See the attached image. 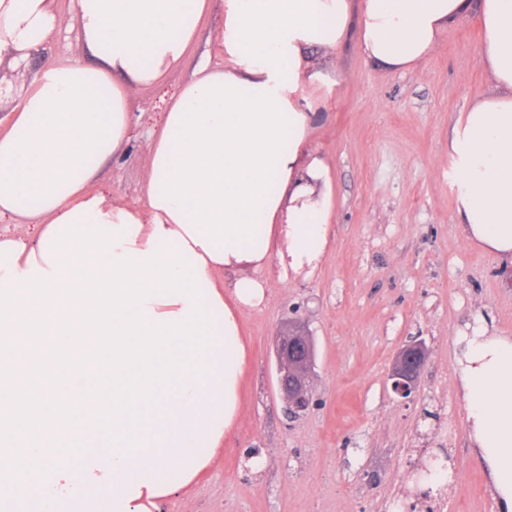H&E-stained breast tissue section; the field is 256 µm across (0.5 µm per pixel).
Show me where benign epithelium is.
Here are the masks:
<instances>
[{
  "label": "benign epithelium",
  "instance_id": "1",
  "mask_svg": "<svg viewBox=\"0 0 512 512\" xmlns=\"http://www.w3.org/2000/svg\"><path fill=\"white\" fill-rule=\"evenodd\" d=\"M315 357L312 337L304 330L280 336L275 346L277 388L290 411L300 414L312 399L310 374ZM429 357L425 342L414 340L396 354L390 379L392 391L407 397L416 389L418 377Z\"/></svg>",
  "mask_w": 512,
  "mask_h": 512
}]
</instances>
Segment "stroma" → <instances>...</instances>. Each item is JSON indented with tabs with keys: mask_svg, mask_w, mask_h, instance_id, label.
<instances>
[{
	"mask_svg": "<svg viewBox=\"0 0 512 512\" xmlns=\"http://www.w3.org/2000/svg\"><path fill=\"white\" fill-rule=\"evenodd\" d=\"M223 25L215 9L186 66L131 98L130 139L100 170L105 193L138 202L147 133ZM479 43V23L468 16L406 71L365 59L352 38L330 54L312 53L311 71L326 80L311 147L333 171L329 245L314 274L266 272L264 302L243 316L250 361L239 425L211 471L159 512H393L432 452L452 460L435 507L496 512L467 436L455 338L480 319L512 336V264L466 239L448 177L453 123L492 89ZM62 59L91 61L73 31L40 45L28 66ZM291 325L312 335L316 352L313 402L294 419L277 390L273 354ZM418 338L429 357L404 399L389 375L397 351Z\"/></svg>",
	"mask_w": 512,
	"mask_h": 512,
	"instance_id": "35a3bbf8",
	"label": "stroma"
}]
</instances>
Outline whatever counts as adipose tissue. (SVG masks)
<instances>
[{
	"label": "adipose tissue",
	"mask_w": 512,
	"mask_h": 512,
	"mask_svg": "<svg viewBox=\"0 0 512 512\" xmlns=\"http://www.w3.org/2000/svg\"><path fill=\"white\" fill-rule=\"evenodd\" d=\"M71 2L93 64L37 70L0 132V219L14 223L0 234V287L76 261V250L49 247L66 218L123 224L117 256L152 250L162 235L196 263L219 338L205 350L213 374L189 372L167 408L137 424L148 449L122 459L90 435L84 459L34 488L25 508L158 512L196 484L238 425L249 362L242 318L262 304L265 272L310 274L326 252L336 203L331 166L310 149L325 104L307 73L312 51L352 35L367 60L406 70L434 52L442 30L478 16L493 91L459 115L448 155L467 239L512 260V0H223L224 26L210 40L224 65L199 63L150 134L134 207L94 191L100 165L126 142L131 97L185 64L213 0ZM63 24L54 0H0V62L27 58ZM458 343L468 436L498 512H512V336L477 328Z\"/></svg>",
	"instance_id": "ef3b65f1"
}]
</instances>
